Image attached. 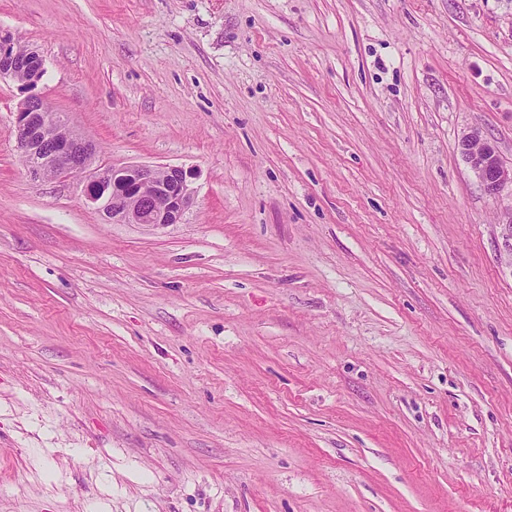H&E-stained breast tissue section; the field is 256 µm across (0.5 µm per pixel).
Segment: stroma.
Here are the masks:
<instances>
[{"instance_id":"stroma-1","label":"stroma","mask_w":512,"mask_h":512,"mask_svg":"<svg viewBox=\"0 0 512 512\" xmlns=\"http://www.w3.org/2000/svg\"><path fill=\"white\" fill-rule=\"evenodd\" d=\"M102 165L32 178L0 80V512H512V0H0ZM37 94L14 113L17 148L34 179L88 178L86 200L113 224L182 223L194 203L196 175L179 166L94 167L97 146ZM460 153L473 176L489 196L495 197L507 186L512 192V166H507L494 144L479 131L471 130L459 140Z\"/></svg>"}]
</instances>
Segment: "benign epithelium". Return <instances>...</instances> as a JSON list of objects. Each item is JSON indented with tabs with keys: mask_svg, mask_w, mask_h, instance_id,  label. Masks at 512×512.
Wrapping results in <instances>:
<instances>
[{
	"mask_svg": "<svg viewBox=\"0 0 512 512\" xmlns=\"http://www.w3.org/2000/svg\"><path fill=\"white\" fill-rule=\"evenodd\" d=\"M17 40L0 34V78L27 86L42 78V58L33 47L15 50ZM17 148L35 179L87 178L86 200L113 224L167 226L180 224L194 203L195 174L179 166L95 164L97 146L66 117L50 111L37 94L27 96L14 112ZM460 153L486 194L495 197L512 187V166L506 165L494 144L471 130L459 140Z\"/></svg>",
	"mask_w": 512,
	"mask_h": 512,
	"instance_id": "obj_1",
	"label": "benign epithelium"
}]
</instances>
